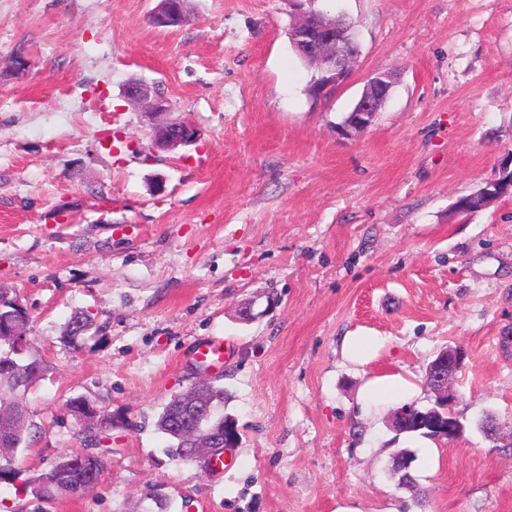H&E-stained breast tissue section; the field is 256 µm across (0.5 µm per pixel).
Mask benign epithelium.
I'll list each match as a JSON object with an SVG mask.
<instances>
[{
  "label": "benign epithelium",
  "instance_id": "benign-epithelium-1",
  "mask_svg": "<svg viewBox=\"0 0 512 512\" xmlns=\"http://www.w3.org/2000/svg\"><path fill=\"white\" fill-rule=\"evenodd\" d=\"M310 11L299 10L290 29V39L296 54L302 59L318 62L319 80L316 91L326 95L331 89L343 84L349 78L359 56L356 37L348 29L336 28V22L322 18L317 24L308 23ZM174 0H160L157 10L151 16L153 22L161 27L178 26L183 21ZM393 76L388 71H375L367 79L363 93L353 109L352 120L342 126V130L352 136L364 132L381 110L382 100L392 89ZM126 96L144 108V113L155 119L168 112L166 100L156 91L143 84L127 87ZM199 136L198 130L185 122L163 121L154 124L155 146L164 151H176L193 144ZM461 368L460 356L450 350L448 358L438 362L426 377L432 392L440 399L452 400L456 394L448 389V381ZM215 437L191 438L188 447L193 451V462L206 467L212 466L210 449L215 447Z\"/></svg>",
  "mask_w": 512,
  "mask_h": 512
}]
</instances>
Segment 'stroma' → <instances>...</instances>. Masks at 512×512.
I'll return each instance as SVG.
<instances>
[{"label":"stroma","mask_w":512,"mask_h":512,"mask_svg":"<svg viewBox=\"0 0 512 512\" xmlns=\"http://www.w3.org/2000/svg\"><path fill=\"white\" fill-rule=\"evenodd\" d=\"M158 3L0 0V288L48 366L19 468L81 450L67 399L129 422L92 491L43 502L1 482L0 512H142L155 487L174 512H512V195L455 209L512 170V0H316L360 46L318 99L290 0H187L168 29L151 23ZM377 70L395 76L388 99L341 135ZM131 83L198 141L157 149ZM78 311L94 327L74 344ZM353 331L384 340L366 365L341 356ZM213 336L231 352L198 370L189 354ZM448 348L463 352L462 430L433 469L424 437L396 433L389 408L366 418L359 391L398 371L430 405L426 367ZM203 380L240 434L214 471L169 459L156 428ZM402 449L412 492L390 473ZM126 96L144 108V113L151 119L169 112L166 100L156 91L143 84L127 87Z\"/></svg>","instance_id":"stroma-1"}]
</instances>
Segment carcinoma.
<instances>
[{"label": "carcinoma", "mask_w": 512, "mask_h": 512, "mask_svg": "<svg viewBox=\"0 0 512 512\" xmlns=\"http://www.w3.org/2000/svg\"><path fill=\"white\" fill-rule=\"evenodd\" d=\"M25 315L26 310L18 306V300L10 296L7 289L0 288V481L11 483L20 476L18 455L29 447L36 429L30 422L24 396L47 370L44 361L31 355L28 346L19 348L14 337L6 335L9 324ZM92 325L90 313H76L68 320L66 335L71 340H77ZM196 395L200 400L199 412L189 417L183 427V436L168 432L170 406L178 403V398H172L158 415L157 429L171 440L168 452L174 461L190 460L191 454L183 448L184 437L224 428V416L218 412L219 406L224 404V388L208 382L196 389ZM66 408L79 422L77 437L83 442V448L58 456L47 469L24 480L20 490L42 501L64 495H84L91 491L107 469L112 456V448L101 447V433L128 426L125 417L116 416L82 397L68 400ZM415 410L418 417L409 421L402 433L443 438L448 429V419L456 418L452 406L438 401L431 407L417 406ZM412 462L413 456L406 449L400 450L392 462L393 472L398 475V486L410 492L416 489Z\"/></svg>", "instance_id": "carcinoma-1"}]
</instances>
